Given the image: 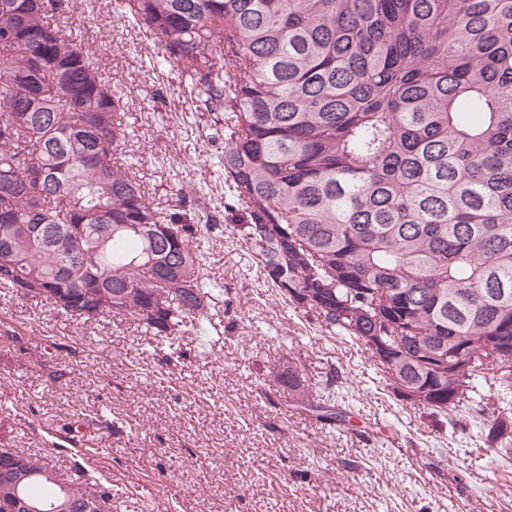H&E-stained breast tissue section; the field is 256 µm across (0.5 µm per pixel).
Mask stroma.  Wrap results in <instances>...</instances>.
<instances>
[{
	"label": "stroma",
	"instance_id": "35a3bbf8",
	"mask_svg": "<svg viewBox=\"0 0 512 512\" xmlns=\"http://www.w3.org/2000/svg\"><path fill=\"white\" fill-rule=\"evenodd\" d=\"M67 26L131 103L138 180L224 208L222 141L189 81L115 0H72ZM219 345L169 362L132 320L72 322L0 288V448L46 459L67 483L112 488V512H512V465L477 439L471 414L432 417L388 389L367 354L263 285L235 240H210ZM313 389L335 377L349 425L268 403L274 367ZM80 422L83 437L70 426Z\"/></svg>",
	"mask_w": 512,
	"mask_h": 512
}]
</instances>
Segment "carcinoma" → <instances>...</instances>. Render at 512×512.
Segmentation results:
<instances>
[{"label": "carcinoma", "mask_w": 512, "mask_h": 512, "mask_svg": "<svg viewBox=\"0 0 512 512\" xmlns=\"http://www.w3.org/2000/svg\"><path fill=\"white\" fill-rule=\"evenodd\" d=\"M71 0H0V287L182 354L210 322L202 241L229 233L293 309L365 348L430 415L483 421L512 461V0H120L224 134V211H159L121 162L118 84L60 24ZM287 406L346 422L290 365ZM33 504L112 501L43 476Z\"/></svg>", "instance_id": "obj_1"}]
</instances>
